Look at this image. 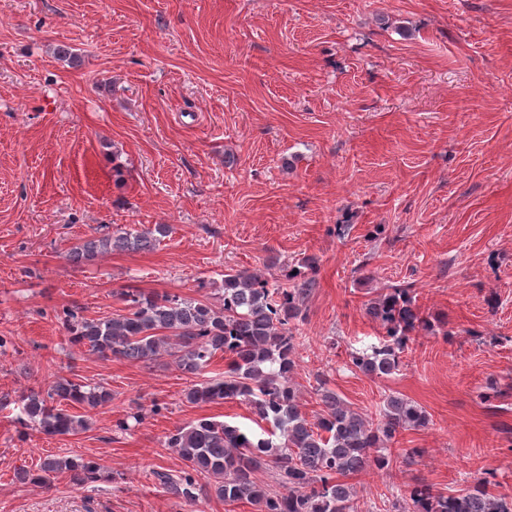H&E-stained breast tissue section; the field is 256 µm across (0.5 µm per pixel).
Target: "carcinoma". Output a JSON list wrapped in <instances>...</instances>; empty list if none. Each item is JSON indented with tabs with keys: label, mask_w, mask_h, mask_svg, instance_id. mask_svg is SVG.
<instances>
[{
	"label": "carcinoma",
	"mask_w": 512,
	"mask_h": 512,
	"mask_svg": "<svg viewBox=\"0 0 512 512\" xmlns=\"http://www.w3.org/2000/svg\"><path fill=\"white\" fill-rule=\"evenodd\" d=\"M169 233V225L155 224L136 233L92 236L70 246L67 257L82 265L115 251H150ZM315 285V279L299 269L274 284L259 273L231 269L224 272L217 305L169 292L122 288L115 292L121 309L88 317L71 306L57 318L70 344L103 359L150 368L165 358L195 378L216 354L227 358L224 375L192 384L187 401L238 399L268 427L257 431L204 417L169 432L165 446L179 455L185 468L177 474L156 471L154 477L175 498L196 500L204 477L216 497L229 504H250L256 512H354V487L348 479L370 468L389 469L392 445L401 433L426 426L428 418L417 404L392 393L383 399L378 417L369 419L321 380L315 388L320 413L313 423L307 419L292 373L298 322ZM367 314L385 335L370 349L351 352L349 366L368 376L399 371L413 333L433 328L409 288L387 289L367 304ZM111 401L112 390L102 384L61 377L45 391L31 389L20 395L17 422L47 436L72 435L87 429L91 411ZM73 405L85 413L70 412ZM270 467L280 472L284 490L273 492L258 483L256 473ZM61 474L77 485L112 479L93 459L55 455L46 456L37 472L22 470L17 477L45 484ZM489 485L491 481L481 477L458 494L444 495L417 483L404 496L412 512H512V497L490 492Z\"/></svg>",
	"instance_id": "obj_1"
}]
</instances>
